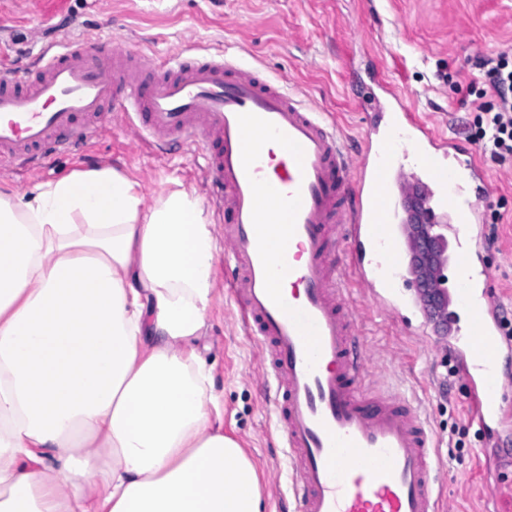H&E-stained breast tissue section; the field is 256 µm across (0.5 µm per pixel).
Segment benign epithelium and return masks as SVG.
I'll return each instance as SVG.
<instances>
[{
    "mask_svg": "<svg viewBox=\"0 0 512 512\" xmlns=\"http://www.w3.org/2000/svg\"><path fill=\"white\" fill-rule=\"evenodd\" d=\"M413 247L410 257L420 300L431 315L439 334L448 332V298L431 288L430 273L442 267L445 255L438 237L424 224H412Z\"/></svg>",
    "mask_w": 512,
    "mask_h": 512,
    "instance_id": "obj_1",
    "label": "benign epithelium"
}]
</instances>
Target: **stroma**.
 I'll return each instance as SVG.
<instances>
[{"label": "stroma", "mask_w": 512, "mask_h": 512, "mask_svg": "<svg viewBox=\"0 0 512 512\" xmlns=\"http://www.w3.org/2000/svg\"><path fill=\"white\" fill-rule=\"evenodd\" d=\"M88 34L138 46L159 62L199 52L256 66L335 117L357 145L378 93L365 79L377 70L405 91L419 115L462 143L470 110L460 105L453 84L472 79L477 58L512 53V0H69L65 11L46 21L17 7L5 12L0 54L14 67L29 68L45 46ZM93 162L124 171L149 202L178 182L208 194L210 180L189 156L138 145L110 118L93 144L55 157L45 172L0 173V190L28 192ZM484 167L489 190L480 210L497 235L484 262L501 311L512 315V164L488 160ZM495 210L500 220L492 219ZM214 279L199 345L214 366L224 433L256 464L265 512H295L291 469L263 387L259 346L237 321L223 273ZM355 295L374 364L368 386L406 398L428 423L435 472L447 484L448 512H512V462L483 480L481 450L488 440L469 420L467 392L449 376L453 360L441 351L433 326L423 325L416 307L396 314L371 306L365 289ZM454 426L465 431L463 447L449 439Z\"/></svg>", "instance_id": "35a3bbf8"}]
</instances>
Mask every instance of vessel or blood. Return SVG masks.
I'll use <instances>...</instances> for the list:
<instances>
[{"instance_id":"vessel-or-blood-1","label":"vessel or blood","mask_w":512,"mask_h":512,"mask_svg":"<svg viewBox=\"0 0 512 512\" xmlns=\"http://www.w3.org/2000/svg\"><path fill=\"white\" fill-rule=\"evenodd\" d=\"M18 75L0 69V169L42 170L97 137L108 114L159 149L178 148L212 180L224 229V286L258 339L300 512H442L432 435L405 399L369 392L353 287L375 302L408 285L409 217L448 240V334L472 421L512 427V344L505 342L481 212L457 170L487 181L472 151L447 150L410 113H378L359 157L301 93L221 56L163 65L95 36L41 50Z\"/></svg>"}]
</instances>
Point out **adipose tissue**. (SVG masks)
<instances>
[{"mask_svg":"<svg viewBox=\"0 0 512 512\" xmlns=\"http://www.w3.org/2000/svg\"><path fill=\"white\" fill-rule=\"evenodd\" d=\"M215 250L108 165L0 193V512H263L197 346Z\"/></svg>","mask_w":512,"mask_h":512,"instance_id":"ef3b65f1","label":"adipose tissue"}]
</instances>
